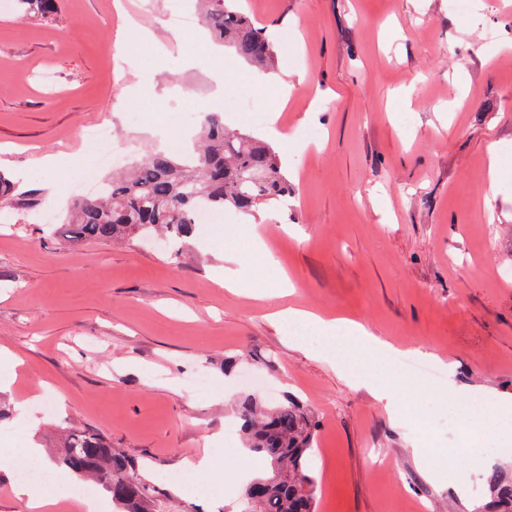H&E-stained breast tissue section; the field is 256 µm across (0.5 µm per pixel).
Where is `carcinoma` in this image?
Wrapping results in <instances>:
<instances>
[{"label":"carcinoma","instance_id":"obj_1","mask_svg":"<svg viewBox=\"0 0 512 512\" xmlns=\"http://www.w3.org/2000/svg\"><path fill=\"white\" fill-rule=\"evenodd\" d=\"M201 2L203 23L215 39L260 69L271 64L273 42L238 0ZM14 8L39 21H52L58 13L57 0H14ZM198 139L191 151L148 154L104 180L98 195L78 199L65 220L68 241L77 245L163 236L185 246L204 208L250 213L288 196L279 154L269 143L227 132L224 118L216 113L200 117ZM236 416L246 448L271 469L245 487L240 512H316L309 460L317 422L310 409L290 396L268 405L246 395L237 401ZM60 458L79 479L106 492L122 512H170L175 501L145 480L142 464L97 431H69ZM483 480L491 498L483 512H512V472L493 466Z\"/></svg>","mask_w":512,"mask_h":512}]
</instances>
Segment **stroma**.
Listing matches in <instances>:
<instances>
[{
  "label": "stroma",
  "mask_w": 512,
  "mask_h": 512,
  "mask_svg": "<svg viewBox=\"0 0 512 512\" xmlns=\"http://www.w3.org/2000/svg\"><path fill=\"white\" fill-rule=\"evenodd\" d=\"M40 23L0 8V171L18 198L1 216L0 347L19 354L0 392V456L25 448L14 413L49 389L58 412L39 416L40 461L60 468L49 439L62 427L105 434L158 470L180 472L208 455L207 470L175 486L200 512H235L229 478L262 473L235 424L236 401L302 400L319 427L317 512H476L482 481L506 427L456 424L473 396L512 394V0H242L275 43L277 85L233 51L183 64L188 46L170 20L193 0H58ZM135 22L149 39L127 40ZM495 41H487L488 31ZM241 82L288 136L287 201L258 215L226 210L190 246L137 239L70 246L45 211L76 200L71 157L90 158L84 130L111 125L113 146L159 145L173 108L223 114ZM145 110L156 125L130 126ZM322 138L306 145L299 128ZM57 158L55 171L42 164ZM239 258L251 295L215 275ZM285 305L363 324L406 355L431 353L442 378L394 392L393 417L367 383L357 342L336 359L295 347L268 315L264 290L281 274ZM235 360L225 372V360ZM207 374L205 388L190 377ZM433 425L419 430V415ZM483 447L475 458L474 447Z\"/></svg>",
  "instance_id": "obj_1"
}]
</instances>
